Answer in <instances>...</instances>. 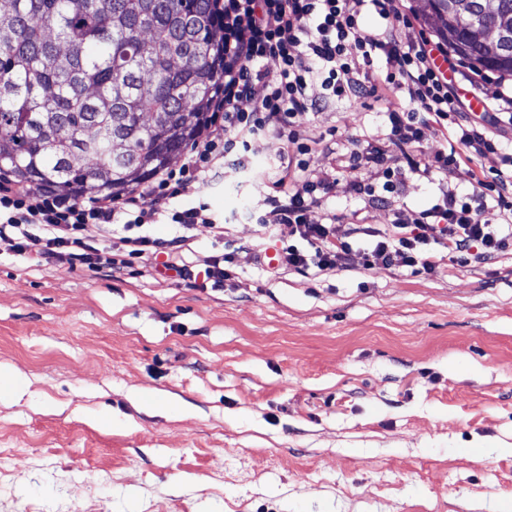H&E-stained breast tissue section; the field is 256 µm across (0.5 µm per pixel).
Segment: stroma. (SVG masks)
Masks as SVG:
<instances>
[{
    "instance_id": "35a3bbf8",
    "label": "stroma",
    "mask_w": 512,
    "mask_h": 512,
    "mask_svg": "<svg viewBox=\"0 0 512 512\" xmlns=\"http://www.w3.org/2000/svg\"><path fill=\"white\" fill-rule=\"evenodd\" d=\"M387 104L336 102L313 134L383 146ZM282 140L199 177L234 276L31 267L0 243V512H512V254L433 276L267 273ZM392 209L337 174L321 207ZM112 425L100 427L99 419Z\"/></svg>"
}]
</instances>
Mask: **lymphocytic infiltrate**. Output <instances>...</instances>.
Listing matches in <instances>:
<instances>
[{
    "mask_svg": "<svg viewBox=\"0 0 512 512\" xmlns=\"http://www.w3.org/2000/svg\"><path fill=\"white\" fill-rule=\"evenodd\" d=\"M375 12L381 31H362L364 12ZM218 32L224 44L223 88L212 100L206 134L186 152L179 170L160 169L142 191L116 200L44 193L0 182V241L31 267L69 265L120 273L135 263L162 259L165 269L200 289L230 277L233 255L211 256L204 272L182 264L186 231L210 225L223 242V225L213 223L206 206L172 207L178 188L202 174L215 173L217 160L242 164L268 134L286 141L292 155L280 163L268 187L265 228L286 224L293 238L277 253L282 268L319 274L326 270H402L431 276L443 263L468 266L512 252V148L503 147L485 125L462 119L461 105L435 67L429 38L413 42L412 21L403 0H215ZM279 65L270 73L266 61ZM320 83L324 93L309 89ZM380 86L388 103L389 148L369 146L342 155L357 194L372 204L392 203L407 174L447 176L467 166L473 184L462 195L443 190L431 207L394 209L391 223L342 225L340 218L309 220L312 208L329 193L333 174L313 168L318 152H335L332 137H310L312 116L336 100L356 98L367 85ZM453 137L454 148L427 152L423 130ZM498 154L500 167L486 176L480 158ZM382 169L381 191L367 190L359 178L366 168ZM122 221L118 241L105 239ZM170 222L181 235L168 240L150 234ZM96 225L99 235L88 234Z\"/></svg>",
    "mask_w": 512,
    "mask_h": 512,
    "instance_id": "f902f5d3",
    "label": "lymphocytic infiltrate"
}]
</instances>
